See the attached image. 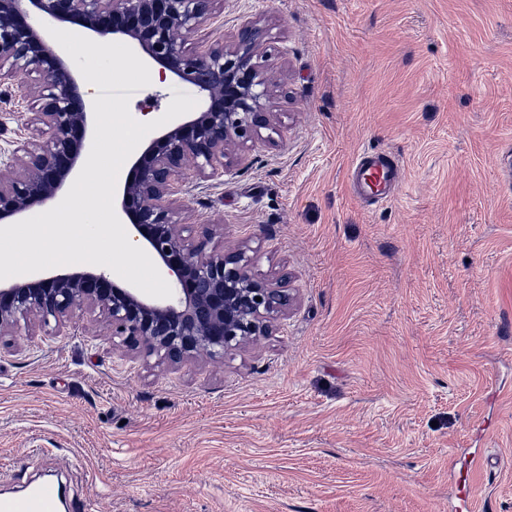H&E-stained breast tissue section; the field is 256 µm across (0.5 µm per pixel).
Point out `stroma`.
I'll return each mask as SVG.
<instances>
[{
	"label": "stroma",
	"instance_id": "35a3bbf8",
	"mask_svg": "<svg viewBox=\"0 0 512 512\" xmlns=\"http://www.w3.org/2000/svg\"><path fill=\"white\" fill-rule=\"evenodd\" d=\"M265 30L280 127L186 201L294 303L223 363L150 368L98 328L0 336V494L60 512H512V0H223ZM93 96L149 122L194 86L129 44ZM122 52L133 68L117 72ZM35 110L0 83V156ZM397 157L364 202L362 151ZM494 466L466 472L474 453ZM362 152L356 160L354 178L357 193L370 196L372 203L388 202L400 182V166L391 154L370 155ZM65 489L54 482H43L23 493L0 497V512H59Z\"/></svg>",
	"mask_w": 512,
	"mask_h": 512
}]
</instances>
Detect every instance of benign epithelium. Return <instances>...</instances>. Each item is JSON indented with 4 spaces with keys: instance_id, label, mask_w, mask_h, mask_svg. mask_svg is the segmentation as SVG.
I'll use <instances>...</instances> for the list:
<instances>
[{
    "instance_id": "7a95c632",
    "label": "benign epithelium",
    "mask_w": 512,
    "mask_h": 512,
    "mask_svg": "<svg viewBox=\"0 0 512 512\" xmlns=\"http://www.w3.org/2000/svg\"><path fill=\"white\" fill-rule=\"evenodd\" d=\"M216 0H0V81L37 97L32 136L0 161V224L55 199L80 168L91 140L93 99L53 43L51 29L76 24L101 39L137 45L168 74L194 86L202 106L164 129L132 161L118 193L131 242L153 253L172 296L155 301L103 272L62 270L0 285V335L55 322L90 323L112 346L148 367L222 363L224 354L268 334L293 296L257 277L245 245L216 242L219 225L191 223L186 185L224 174L248 143L276 130L279 76L262 63L263 28L249 20L233 40L189 46ZM38 75V86L30 76Z\"/></svg>"
}]
</instances>
